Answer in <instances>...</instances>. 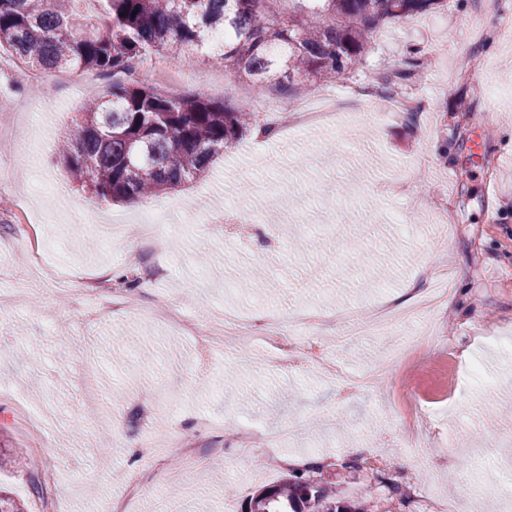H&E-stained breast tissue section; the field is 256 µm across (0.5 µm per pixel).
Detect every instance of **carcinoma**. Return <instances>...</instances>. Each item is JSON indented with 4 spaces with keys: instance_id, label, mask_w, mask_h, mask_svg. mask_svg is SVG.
I'll use <instances>...</instances> for the list:
<instances>
[{
    "instance_id": "1",
    "label": "carcinoma",
    "mask_w": 512,
    "mask_h": 512,
    "mask_svg": "<svg viewBox=\"0 0 512 512\" xmlns=\"http://www.w3.org/2000/svg\"><path fill=\"white\" fill-rule=\"evenodd\" d=\"M78 0H0V48L8 46L42 69L123 74L149 53L190 60L213 46L225 69L284 95L362 63L371 33L395 20L432 13L446 0H97L93 16ZM421 50L382 76L392 93L418 73ZM276 130L253 112L201 95H178L139 80L87 91L83 112L59 149L71 179L105 202L125 203L161 194L208 173L244 131ZM318 470L291 473L250 501L249 512H366L336 496Z\"/></svg>"
}]
</instances>
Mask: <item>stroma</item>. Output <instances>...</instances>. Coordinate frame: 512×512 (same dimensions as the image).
Masks as SVG:
<instances>
[{
	"label": "stroma",
	"mask_w": 512,
	"mask_h": 512,
	"mask_svg": "<svg viewBox=\"0 0 512 512\" xmlns=\"http://www.w3.org/2000/svg\"><path fill=\"white\" fill-rule=\"evenodd\" d=\"M479 19L512 27V0H447L444 10L373 33L352 79L370 81L420 48L424 106L416 116L373 98L271 139L249 132L205 177L134 209L86 194L58 160L85 86L72 72L46 71L54 102L34 108L27 65L0 50V174L11 182L0 210L51 181L28 217L44 261L71 272L67 291H42L23 236L0 223V444L29 449L31 432L18 419L26 409L56 463L51 486L30 458L0 470V487L24 512H38L48 497L61 499L63 512H97L104 498L127 499L128 512H157L162 497L177 512H246L254 492L285 478L296 457L320 460L338 497L370 496L372 512H384L389 481L418 488L395 512H436L437 503L465 500L474 483L512 512V418L496 416L512 405V36L474 43ZM156 60L179 69V91L276 123L281 97L216 58ZM470 65L484 93L458 82ZM408 170L415 199L380 195V185ZM239 205L265 211L267 223L225 235L224 209ZM198 206L213 221L186 230ZM131 253L139 265L127 263ZM438 268L461 308L340 338L360 312L405 305L413 291L434 287ZM117 270L138 281L135 307L85 320L87 289L112 287ZM270 309L331 318L322 336L327 365L290 369L274 361L272 344L235 337L204 359L171 319H251ZM406 336L423 345L395 358ZM454 354L480 362L483 375L452 393ZM377 367L384 373L375 384L343 397V377ZM410 389L429 410L420 454L398 443ZM290 422L298 428L287 442L267 446L263 433ZM246 429L256 434L248 449L240 446ZM187 441L205 459L191 470L182 465ZM355 448L385 457V467L346 470ZM133 471L147 485L130 499L123 477Z\"/></svg>",
	"instance_id": "stroma-1"
}]
</instances>
